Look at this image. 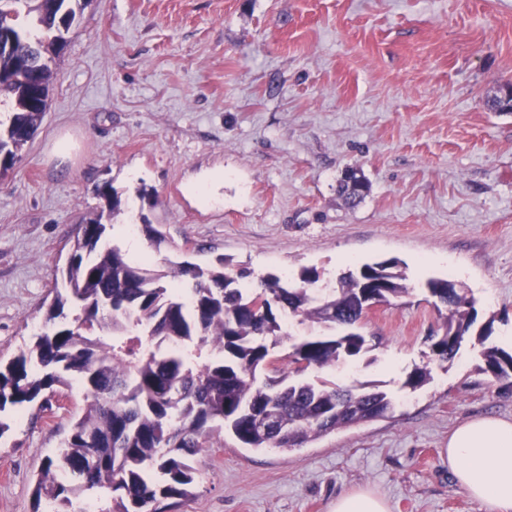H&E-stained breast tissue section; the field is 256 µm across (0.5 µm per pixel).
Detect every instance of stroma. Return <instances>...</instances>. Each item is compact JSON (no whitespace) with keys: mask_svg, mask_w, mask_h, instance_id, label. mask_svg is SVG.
<instances>
[{"mask_svg":"<svg viewBox=\"0 0 512 512\" xmlns=\"http://www.w3.org/2000/svg\"><path fill=\"white\" fill-rule=\"evenodd\" d=\"M512 84V0H91L56 60L43 124L0 178V361L31 341L83 217L111 183L128 201L114 231L141 235L154 267L185 251L322 282L362 262L405 266L406 297L363 320L380 344L354 382L397 406L292 452L225 439L194 459L200 480L171 512H330L366 489L390 512H488L448 469L449 434L477 417L512 420V387L479 372L512 351V112L488 102ZM77 143L67 162L58 136ZM370 191L337 193L345 169ZM224 175L211 200L193 187ZM155 199H139V186ZM475 302L473 336L439 362L443 324L425 283ZM427 368L429 382L407 387ZM83 405L73 386L51 409L14 411L0 436V512H33V490Z\"/></svg>","mask_w":512,"mask_h":512,"instance_id":"35a3bbf8","label":"stroma"}]
</instances>
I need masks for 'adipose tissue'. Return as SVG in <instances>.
<instances>
[{
  "label": "adipose tissue",
  "mask_w": 512,
  "mask_h": 512,
  "mask_svg": "<svg viewBox=\"0 0 512 512\" xmlns=\"http://www.w3.org/2000/svg\"><path fill=\"white\" fill-rule=\"evenodd\" d=\"M459 486L490 512H512V421L478 417L459 425L445 450Z\"/></svg>",
  "instance_id": "obj_1"
}]
</instances>
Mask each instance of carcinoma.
I'll use <instances>...</instances> for the list:
<instances>
[{
  "mask_svg": "<svg viewBox=\"0 0 512 512\" xmlns=\"http://www.w3.org/2000/svg\"><path fill=\"white\" fill-rule=\"evenodd\" d=\"M90 0H0V95L11 116L0 122V177L45 117L52 63L66 47ZM31 16L43 37L19 25ZM369 191L364 178L341 181L338 192L356 206ZM108 212L82 224L61 270L44 326L31 345L0 363V437L4 417L39 398L79 384L85 405L48 460L35 489L52 512H84L90 497L110 505L99 512H165L191 495L203 448L305 447L344 426L393 412V397L377 385H339L302 378L359 358L373 338L359 332L368 290L383 303L409 293L395 260L364 263L340 279L319 284L315 268L294 283L274 274L253 288L219 257L202 267L185 259L167 272L109 245L112 220L127 203L109 183L98 188ZM427 289L449 309L442 334L428 337L441 361L456 358L475 321L472 302L454 281L432 278ZM318 324L295 338L287 356L274 349L290 336L288 319ZM482 373L512 384V352L481 351ZM277 410L273 427L262 415Z\"/></svg>",
  "mask_w": 512,
  "mask_h": 512,
  "instance_id": "carcinoma-1",
  "label": "carcinoma"
}]
</instances>
